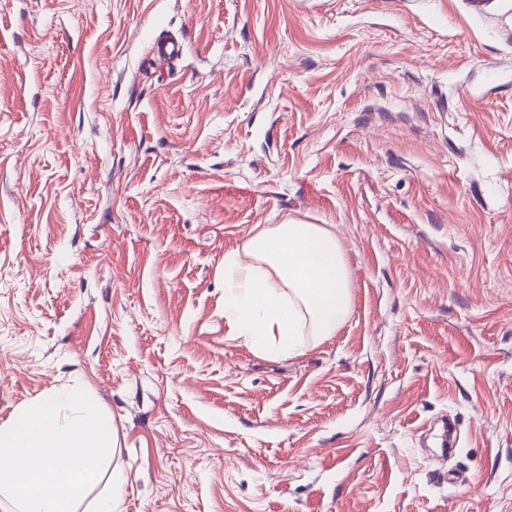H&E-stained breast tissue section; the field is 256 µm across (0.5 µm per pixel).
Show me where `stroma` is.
<instances>
[{
	"mask_svg": "<svg viewBox=\"0 0 512 512\" xmlns=\"http://www.w3.org/2000/svg\"><path fill=\"white\" fill-rule=\"evenodd\" d=\"M291 221L351 313L285 358L224 260ZM73 388L124 512H512V0H0V423Z\"/></svg>",
	"mask_w": 512,
	"mask_h": 512,
	"instance_id": "obj_1",
	"label": "stroma"
}]
</instances>
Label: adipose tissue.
<instances>
[{"mask_svg": "<svg viewBox=\"0 0 512 512\" xmlns=\"http://www.w3.org/2000/svg\"><path fill=\"white\" fill-rule=\"evenodd\" d=\"M250 260L224 261V311L252 345L295 357L305 337H329L351 312L350 271L336 235L319 224L264 227L247 242Z\"/></svg>", "mask_w": 512, "mask_h": 512, "instance_id": "1", "label": "adipose tissue"}]
</instances>
